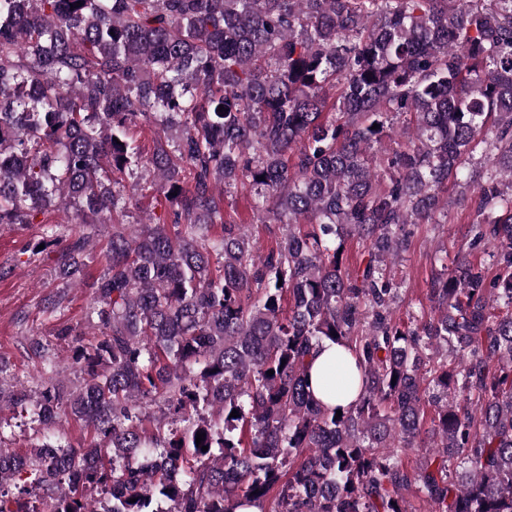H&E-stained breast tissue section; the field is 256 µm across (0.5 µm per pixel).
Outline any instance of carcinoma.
<instances>
[{
    "instance_id": "obj_1",
    "label": "carcinoma",
    "mask_w": 512,
    "mask_h": 512,
    "mask_svg": "<svg viewBox=\"0 0 512 512\" xmlns=\"http://www.w3.org/2000/svg\"><path fill=\"white\" fill-rule=\"evenodd\" d=\"M450 188L497 273L441 263L405 323L392 267ZM149 189L163 216L129 221ZM5 224L43 225L74 285L112 234L100 335L59 333L81 386L35 336L40 390L0 362V413L42 431L3 448L0 416V512H512V0H0ZM326 341L358 370L326 383L358 389L338 419L307 377ZM68 415L100 441L55 435ZM225 207L227 211H233L235 213V218L239 224H254L253 233L256 238L259 240L260 244L266 249L274 244V240L272 243L271 237L266 233L265 229L260 226H256L253 222V212H252V199L248 193L245 191L238 192L233 194L232 197L226 199ZM102 226L99 227L98 241L97 247L92 255H90V259L88 262V267L86 269V278L85 281L87 283H92L93 280L97 279L100 272L102 271L104 260H102L103 250L106 249L108 236L111 232V227L109 224H100ZM2 416L10 420L12 426V437H9L3 445L7 448H12L17 452L23 453L29 448L31 445L38 441V438L41 437V434L37 433V425L31 424L28 418L17 417L12 418V412L5 410L2 413Z\"/></svg>"
}]
</instances>
